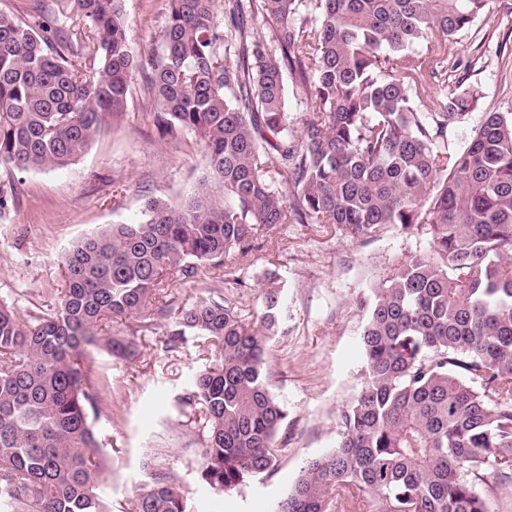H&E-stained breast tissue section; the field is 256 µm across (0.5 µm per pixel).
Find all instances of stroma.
<instances>
[{
  "instance_id": "1",
  "label": "stroma",
  "mask_w": 512,
  "mask_h": 512,
  "mask_svg": "<svg viewBox=\"0 0 512 512\" xmlns=\"http://www.w3.org/2000/svg\"><path fill=\"white\" fill-rule=\"evenodd\" d=\"M122 7L134 55L160 51L166 0H123ZM511 31L512 0H495L488 18L449 44L453 69L446 84L430 83L429 93L451 92L461 83L478 89L472 122L504 111L512 103V49L504 53L500 45ZM144 96L141 76L133 75L126 119L108 122L68 166L0 168V182L14 194L9 214L0 219V299L14 303L22 316L59 303L66 288L64 256L76 242L107 225L139 221L149 198L183 202L201 180L202 142L160 138ZM422 245L391 226L368 239L315 224H286L258 236L244 260L251 288L242 313L259 314L264 289L285 283L281 325L267 346L266 366L288 411L287 441L269 473L227 493L201 481L199 417L180 402L206 363L197 336L187 334L172 352L162 343L166 322L148 331L135 318L106 323L104 334L120 330L139 345L131 361L116 363L95 349L82 365L84 381L99 388L93 425L107 468L98 492L112 512H129L130 500L156 470L174 478L189 512H274L305 463L335 448L338 414L361 388L364 316L358 299L367 281Z\"/></svg>"
}]
</instances>
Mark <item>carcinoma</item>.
Listing matches in <instances>:
<instances>
[{"mask_svg": "<svg viewBox=\"0 0 512 512\" xmlns=\"http://www.w3.org/2000/svg\"><path fill=\"white\" fill-rule=\"evenodd\" d=\"M30 21L0 9V167H64L126 114L132 72L163 137L194 135L206 174L181 204L148 200L135 224L82 238L64 257L60 303L28 319L0 300V512H110L90 346L127 361L137 345L99 325L165 319L219 352L182 403L202 413L201 481L227 492L269 472L288 411L270 389L266 346L284 286L245 318L243 259L260 229L334 224L371 238L393 225L424 246L369 281L364 379L340 413L336 448L310 459L278 512H492L488 478L512 475V106L458 147L448 130L471 88L432 97L448 42L491 0H168L158 53L134 57L122 0H74ZM93 43L89 55L85 45ZM304 96L300 125L287 85ZM211 268L228 295L172 315L152 299ZM133 512H187L159 473Z\"/></svg>", "mask_w": 512, "mask_h": 512, "instance_id": "cac0c4a2", "label": "carcinoma"}]
</instances>
